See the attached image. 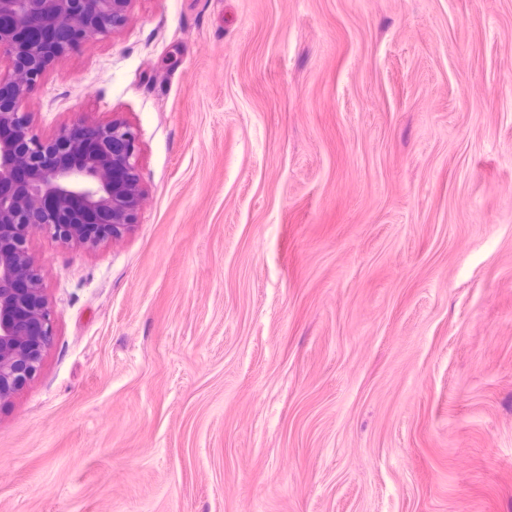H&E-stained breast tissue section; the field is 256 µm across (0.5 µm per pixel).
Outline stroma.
Wrapping results in <instances>:
<instances>
[{
    "label": "stroma",
    "mask_w": 512,
    "mask_h": 512,
    "mask_svg": "<svg viewBox=\"0 0 512 512\" xmlns=\"http://www.w3.org/2000/svg\"><path fill=\"white\" fill-rule=\"evenodd\" d=\"M25 109L145 198L30 243L0 512H512V0H132Z\"/></svg>",
    "instance_id": "1"
}]
</instances>
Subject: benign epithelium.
<instances>
[{
	"instance_id": "obj_1",
	"label": "benign epithelium",
	"mask_w": 512,
	"mask_h": 512,
	"mask_svg": "<svg viewBox=\"0 0 512 512\" xmlns=\"http://www.w3.org/2000/svg\"><path fill=\"white\" fill-rule=\"evenodd\" d=\"M132 0H0V400L39 371L54 336L42 281L29 252L48 234L93 247L136 224L144 199L137 135L123 120L82 123L38 137L23 111L29 90L89 34L122 27Z\"/></svg>"
}]
</instances>
